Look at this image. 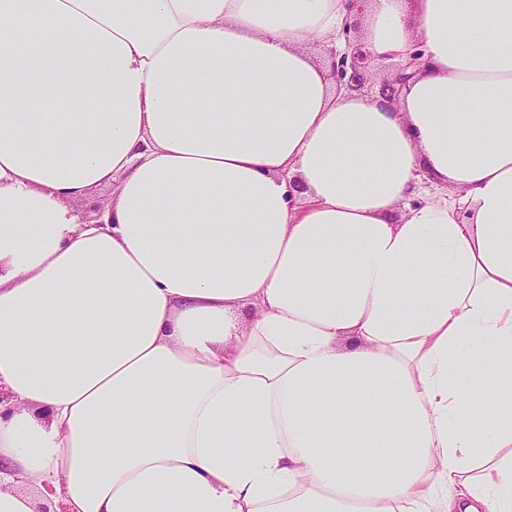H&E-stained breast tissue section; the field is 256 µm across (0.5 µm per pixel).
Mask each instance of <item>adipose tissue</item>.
Wrapping results in <instances>:
<instances>
[{"label": "adipose tissue", "mask_w": 512, "mask_h": 512, "mask_svg": "<svg viewBox=\"0 0 512 512\" xmlns=\"http://www.w3.org/2000/svg\"><path fill=\"white\" fill-rule=\"evenodd\" d=\"M0 383V512H512V0H0ZM345 33H341L339 40L346 43ZM347 52H343L341 55L337 53V50L330 48L328 54L332 60L333 76L339 77L344 80L347 78L345 85L348 91L361 90L367 75L369 74V80L366 83L364 89L359 94L367 97L374 96L380 86L379 94L388 103H395L398 100L399 94L402 91L406 83L414 76L417 68L422 64L424 53L414 51L410 54L409 58L405 60H385L380 61L373 59L371 64L370 61L374 58L365 48L364 44L360 39L350 41L347 39ZM401 64L398 69L397 65ZM370 64V71L368 70ZM393 77L383 83L385 79ZM348 76V77H347ZM454 197L453 192L447 186L436 185L428 178H423L416 186L414 193L406 201L405 206L415 207L431 199H441L451 202ZM112 186L100 188L90 200H77L71 202L70 206L81 216L84 222H91L95 219L97 211L107 207L112 200Z\"/></svg>", "instance_id": "1"}]
</instances>
